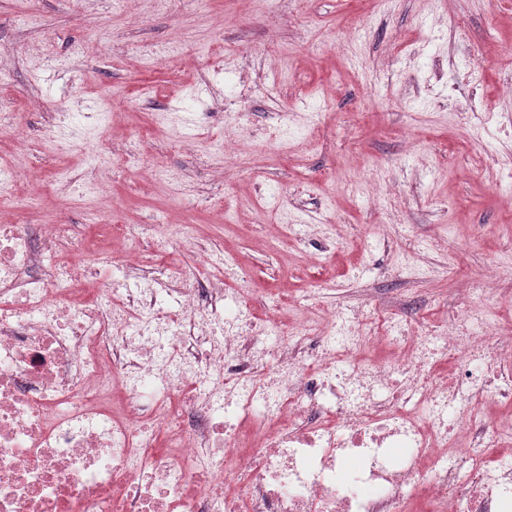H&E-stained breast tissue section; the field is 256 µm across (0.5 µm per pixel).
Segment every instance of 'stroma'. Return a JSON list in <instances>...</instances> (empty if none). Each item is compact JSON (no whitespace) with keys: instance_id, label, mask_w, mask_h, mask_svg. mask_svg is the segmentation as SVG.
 <instances>
[{"instance_id":"stroma-1","label":"stroma","mask_w":512,"mask_h":512,"mask_svg":"<svg viewBox=\"0 0 512 512\" xmlns=\"http://www.w3.org/2000/svg\"><path fill=\"white\" fill-rule=\"evenodd\" d=\"M38 26L24 25L15 0H0V98L28 133L16 167L19 187L6 206L23 224L84 227L93 212L111 224L200 225L217 254H236L266 310L282 293L312 309L333 308L352 293L360 309L379 305L407 283L378 278L389 250L378 235L444 234L443 248L417 263L445 273L444 306L417 320L449 317L471 300L460 282L488 266L490 292L512 321V9L497 0H29ZM183 36L192 50L179 62L143 55ZM241 76L218 74L225 45ZM485 100L506 119L481 144L473 135ZM115 115L100 125L93 149L58 137L52 115ZM157 112L188 123L153 129ZM244 115L248 159L211 168L224 144V115ZM320 115L315 134L302 122ZM163 162L192 172L196 204L180 209L145 177ZM504 188L492 191L482 166ZM105 179L117 212L104 210L87 181ZM279 199L294 223L321 213L336 219L344 245L280 253L266 247L274 222L261 208Z\"/></svg>"}]
</instances>
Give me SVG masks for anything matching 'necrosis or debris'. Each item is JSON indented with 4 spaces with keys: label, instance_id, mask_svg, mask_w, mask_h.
Returning a JSON list of instances; mask_svg holds the SVG:
<instances>
[{
    "label": "necrosis or debris",
    "instance_id": "1",
    "mask_svg": "<svg viewBox=\"0 0 512 512\" xmlns=\"http://www.w3.org/2000/svg\"><path fill=\"white\" fill-rule=\"evenodd\" d=\"M104 231L126 255L0 224V512H512L486 281L421 331L397 304L259 318L196 225Z\"/></svg>",
    "mask_w": 512,
    "mask_h": 512
}]
</instances>
